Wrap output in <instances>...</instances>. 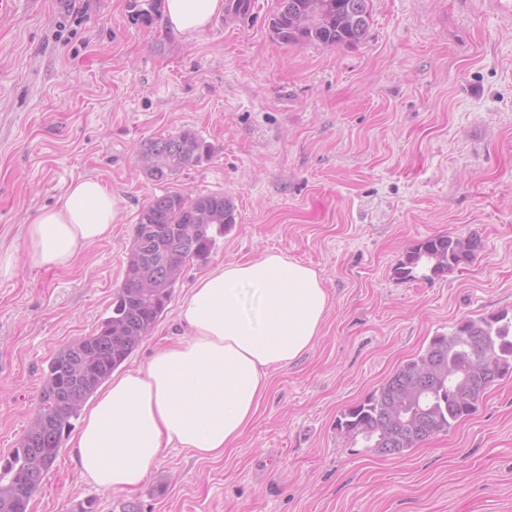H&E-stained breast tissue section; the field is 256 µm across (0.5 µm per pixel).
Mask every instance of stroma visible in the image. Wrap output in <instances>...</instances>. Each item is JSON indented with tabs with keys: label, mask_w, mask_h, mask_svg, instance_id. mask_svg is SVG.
<instances>
[{
	"label": "stroma",
	"mask_w": 512,
	"mask_h": 512,
	"mask_svg": "<svg viewBox=\"0 0 512 512\" xmlns=\"http://www.w3.org/2000/svg\"><path fill=\"white\" fill-rule=\"evenodd\" d=\"M353 48L289 46L277 0L193 39L134 21L128 0H13L0 12V246L81 177L123 201L109 239L72 267L0 279V457L17 447L49 362L109 316L141 208L164 191L220 192L236 222L190 263L144 366L180 336L178 307L219 264L274 250L332 297L322 334L272 371L253 423L223 457L168 448L132 492L85 479L63 443L31 512H512V376L453 430L404 456L360 448L341 413L457 323L512 312V19L486 0H370ZM194 130L207 160L167 184L148 139ZM477 234L476 258L429 281L394 267L420 241Z\"/></svg>",
	"instance_id": "stroma-1"
}]
</instances>
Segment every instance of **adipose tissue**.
Returning a JSON list of instances; mask_svg holds the SVG:
<instances>
[{"instance_id": "ef3b65f1", "label": "adipose tissue", "mask_w": 512, "mask_h": 512, "mask_svg": "<svg viewBox=\"0 0 512 512\" xmlns=\"http://www.w3.org/2000/svg\"><path fill=\"white\" fill-rule=\"evenodd\" d=\"M228 0H165L164 21L193 38L222 16ZM122 200L102 181H72L58 205L27 224L21 251L0 247V277L18 263L66 269L112 235ZM332 305L316 270L278 251L220 264L184 297L186 337L157 349L146 365L112 375L84 405L72 461L100 488L132 491L167 448L205 459L223 455L253 422L272 370L314 345Z\"/></svg>"}]
</instances>
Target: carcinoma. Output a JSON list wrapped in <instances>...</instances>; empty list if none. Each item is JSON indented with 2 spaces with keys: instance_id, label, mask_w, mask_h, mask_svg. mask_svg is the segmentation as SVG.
Instances as JSON below:
<instances>
[{
  "instance_id": "1",
  "label": "carcinoma",
  "mask_w": 512,
  "mask_h": 512,
  "mask_svg": "<svg viewBox=\"0 0 512 512\" xmlns=\"http://www.w3.org/2000/svg\"><path fill=\"white\" fill-rule=\"evenodd\" d=\"M158 0H129L137 20L153 22ZM371 15L369 0H278L270 22L272 38L290 46L351 47L363 39ZM212 146L191 129L144 142L140 148L148 178L164 183L210 156ZM236 223L232 199L222 193L185 195L166 191L141 209L112 313L89 336L83 354L55 355L44 377L35 416L19 447L0 458V512H28L25 480L31 455L50 441L57 457L71 420L149 335L167 309L177 281L172 264L207 262L224 230ZM480 237L454 234L427 238L407 252L393 274L405 281H429L474 259ZM494 381L512 375V316L502 311L457 323L433 336L426 348L397 367L358 404L345 410L338 429L382 455L403 456L431 437L447 433L473 414ZM74 391L71 406L54 395ZM48 434H42L45 423Z\"/></svg>"
}]
</instances>
